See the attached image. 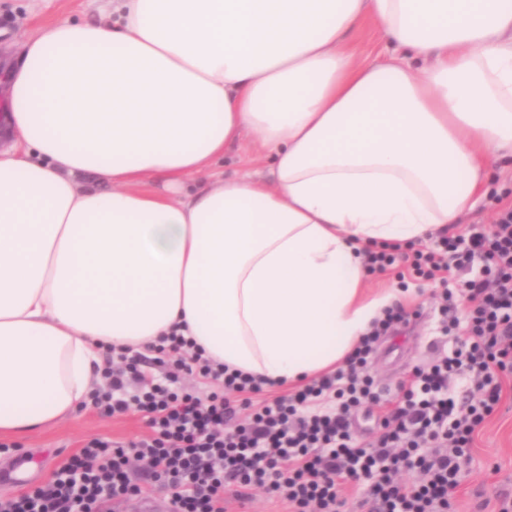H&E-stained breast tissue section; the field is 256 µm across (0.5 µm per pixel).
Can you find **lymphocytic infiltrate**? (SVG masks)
Masks as SVG:
<instances>
[{
    "instance_id": "obj_1",
    "label": "lymphocytic infiltrate",
    "mask_w": 512,
    "mask_h": 512,
    "mask_svg": "<svg viewBox=\"0 0 512 512\" xmlns=\"http://www.w3.org/2000/svg\"><path fill=\"white\" fill-rule=\"evenodd\" d=\"M482 280L463 274L474 259ZM370 271L405 261L417 275L446 283V356L418 368L397 395L381 398L365 370L381 335L403 323L386 311L335 371L293 394L264 398L266 382L205 357L173 334L153 350L163 376L146 375L135 357L103 372L91 396L99 414H140L150 432L123 443L87 441L45 484L0 496V512H107L111 501L152 499L167 490L172 512H224V494L239 502L264 489L288 512H343L339 488L363 493L368 512H450L455 489L472 461L474 439L500 403L512 375V208L491 229L443 239L438 250L413 254L398 247L367 249ZM206 380V397L180 388L184 376ZM387 400L378 438L357 444L349 421L368 402ZM144 466L149 484L129 474ZM415 471L418 482L402 481Z\"/></svg>"
}]
</instances>
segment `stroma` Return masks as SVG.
Wrapping results in <instances>:
<instances>
[{
  "instance_id": "1",
  "label": "stroma",
  "mask_w": 512,
  "mask_h": 512,
  "mask_svg": "<svg viewBox=\"0 0 512 512\" xmlns=\"http://www.w3.org/2000/svg\"><path fill=\"white\" fill-rule=\"evenodd\" d=\"M82 22L109 21L107 0H0V107L5 104L6 64L21 40L60 17ZM349 42L356 55L378 62L398 53V46L379 34L369 24L353 30ZM270 161L258 151L255 134L243 139L224 155L225 177L249 172L266 177ZM512 207V163L496 164L490 175L488 194L449 225L444 234L455 237L472 226L490 227L500 210ZM368 286L373 294L393 288L397 304L405 309L408 322L380 338L370 358L368 374L375 391L394 392L417 367L433 364L447 346L436 326L440 319L439 283L416 276H400L398 268L372 273ZM147 428L139 414L129 412L114 417L100 416L86 408L28 437L6 438L0 447V495L21 492L23 485L14 481L24 475L25 485L48 479L53 469L94 437L127 442L145 434ZM472 462L453 499V512H493L501 490L512 493V391L504 395L494 414L486 420L471 450Z\"/></svg>"
}]
</instances>
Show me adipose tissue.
<instances>
[{
	"label": "adipose tissue",
	"mask_w": 512,
	"mask_h": 512,
	"mask_svg": "<svg viewBox=\"0 0 512 512\" xmlns=\"http://www.w3.org/2000/svg\"><path fill=\"white\" fill-rule=\"evenodd\" d=\"M28 37L0 147V433L178 333L292 385L391 301L363 250L455 223L512 157V0H112ZM370 20L403 53L360 61ZM272 179H213L245 132ZM91 173L110 191L77 188ZM206 182L186 190L188 177Z\"/></svg>",
	"instance_id": "ef3b65f1"
}]
</instances>
